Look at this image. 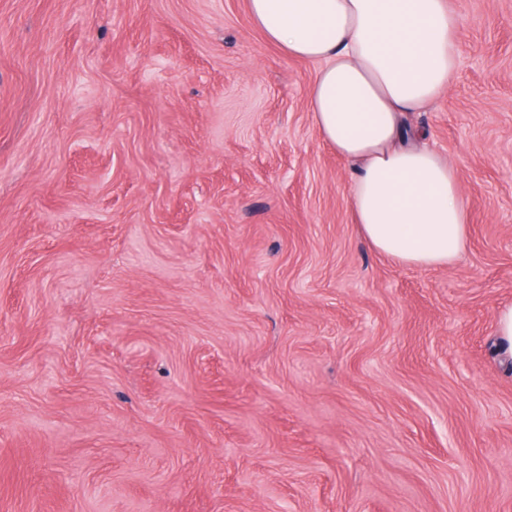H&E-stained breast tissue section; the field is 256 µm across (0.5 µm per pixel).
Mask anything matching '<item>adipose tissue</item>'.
I'll return each instance as SVG.
<instances>
[{"label": "adipose tissue", "mask_w": 512, "mask_h": 512, "mask_svg": "<svg viewBox=\"0 0 512 512\" xmlns=\"http://www.w3.org/2000/svg\"><path fill=\"white\" fill-rule=\"evenodd\" d=\"M267 40L317 63L308 103L323 141L353 166L350 200L377 252L410 267L455 263L466 211L454 165L405 116L457 70L461 23L446 0H248Z\"/></svg>", "instance_id": "1"}]
</instances>
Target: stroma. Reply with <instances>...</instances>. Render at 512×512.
<instances>
[{
    "label": "stroma",
    "instance_id": "1",
    "mask_svg": "<svg viewBox=\"0 0 512 512\" xmlns=\"http://www.w3.org/2000/svg\"><path fill=\"white\" fill-rule=\"evenodd\" d=\"M448 6L416 269L248 0H0V512H512V0Z\"/></svg>",
    "mask_w": 512,
    "mask_h": 512
}]
</instances>
